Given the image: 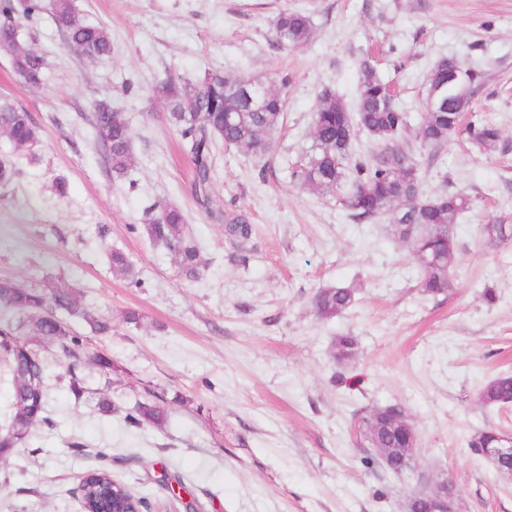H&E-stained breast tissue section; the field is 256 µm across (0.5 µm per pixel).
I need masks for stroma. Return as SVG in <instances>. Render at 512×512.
<instances>
[{
  "mask_svg": "<svg viewBox=\"0 0 512 512\" xmlns=\"http://www.w3.org/2000/svg\"><path fill=\"white\" fill-rule=\"evenodd\" d=\"M76 12L112 40L104 61L83 57L43 12L20 43L42 54L45 81L32 87L0 52V100L22 107L37 144L16 152L20 174L0 188V276L33 288L53 282L112 322L91 336L112 360L86 385L108 386L115 413L95 400L75 403L54 345L47 410L0 461V512H80L76 489L112 451L110 469L161 512H182L162 481L179 476L199 512H406L421 478H452L458 512H512V476L497 474L467 446L491 425L512 434V408L490 407L479 392L512 373V239L494 244L484 224L512 225V0H72ZM312 20V39L294 49L273 43L279 10ZM371 57L397 88L408 114L400 143L414 156L425 194L453 190L472 200L456 226L459 244L447 294H423L407 243L384 214L356 222L334 196L296 186L292 166L311 145L323 85L354 102L358 61ZM477 75L470 113L494 123V150L469 132L434 150L416 127L426 83L439 58ZM207 72L261 80L280 90L285 119L266 160L232 148L214 157L207 206L194 197L193 164L153 94L167 73ZM106 99L123 112L138 160L130 178L108 170L92 114ZM65 179L58 195L56 179ZM176 204L201 248L197 279L182 276L169 252L140 232L150 204ZM252 227L246 245L224 233L225 215ZM120 250L133 276L113 271ZM348 286L355 305L324 319L312 296ZM494 301H487L486 292ZM138 323L124 319L127 311ZM357 339L351 361L333 359L338 336ZM162 399L160 428H134L124 413ZM402 406L418 432L415 469L398 476L367 447L357 423L369 410Z\"/></svg>",
  "mask_w": 512,
  "mask_h": 512,
  "instance_id": "stroma-1",
  "label": "stroma"
}]
</instances>
